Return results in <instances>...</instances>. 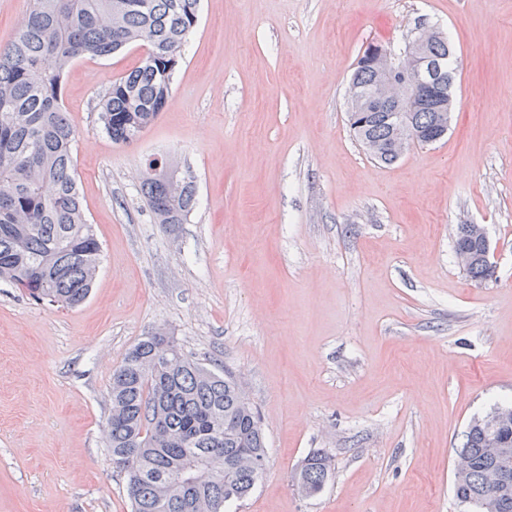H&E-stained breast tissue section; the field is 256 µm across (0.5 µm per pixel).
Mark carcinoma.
I'll list each match as a JSON object with an SVG mask.
<instances>
[{
	"label": "carcinoma",
	"instance_id": "cac0c4a2",
	"mask_svg": "<svg viewBox=\"0 0 512 512\" xmlns=\"http://www.w3.org/2000/svg\"><path fill=\"white\" fill-rule=\"evenodd\" d=\"M200 0H30L14 41L0 50V281L37 301L73 308L89 296L101 246L77 188L76 131L64 110L62 79L74 62L105 57L133 44L150 52L116 81L99 103L112 141L130 144L158 116L170 95L182 48L199 19ZM430 50L447 57L448 40L435 32ZM377 81L365 66L348 88L350 132L383 167L401 158L392 146L387 112H366L360 98ZM415 129L433 133L434 112H408ZM140 192L158 224H184L194 210V182L178 177L166 159L140 171ZM466 275L481 283L495 267L471 224L454 241ZM261 417L228 371L185 352L158 329L138 341L112 373L106 441L124 472L133 512H227L246 498L259 476L253 458L267 459ZM496 448H490V445ZM512 404L471 420L455 455L454 493L466 512H512ZM196 480L187 499L185 469ZM322 453L306 457L299 491L314 496L330 478Z\"/></svg>",
	"mask_w": 512,
	"mask_h": 512
}]
</instances>
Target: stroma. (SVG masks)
Wrapping results in <instances>:
<instances>
[{
	"mask_svg": "<svg viewBox=\"0 0 512 512\" xmlns=\"http://www.w3.org/2000/svg\"><path fill=\"white\" fill-rule=\"evenodd\" d=\"M421 26L453 48L455 110L383 167L347 128L348 78ZM144 53L62 82L101 263L73 309L0 281V512H131L108 394L159 327L261 414L267 469L231 512H463L455 451L512 402V0H201L165 107L117 144L98 104ZM155 156L196 186L187 223L145 206ZM461 224L483 227L492 279L460 268ZM314 451L333 474L307 497ZM330 471V460L325 454L309 455L302 461L296 475L299 491L308 497L320 493L330 478Z\"/></svg>",
	"mask_w": 512,
	"mask_h": 512,
	"instance_id": "35a3bbf8",
	"label": "stroma"
}]
</instances>
